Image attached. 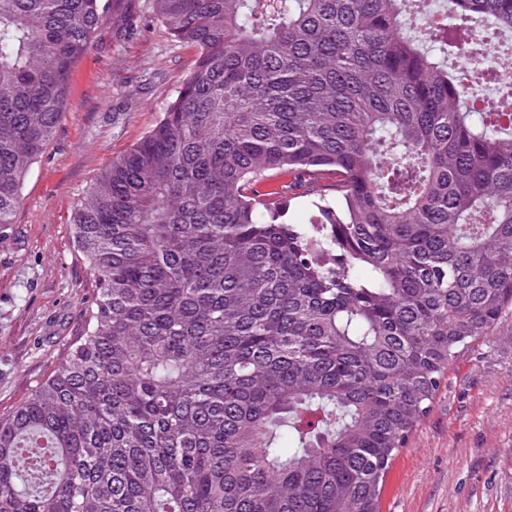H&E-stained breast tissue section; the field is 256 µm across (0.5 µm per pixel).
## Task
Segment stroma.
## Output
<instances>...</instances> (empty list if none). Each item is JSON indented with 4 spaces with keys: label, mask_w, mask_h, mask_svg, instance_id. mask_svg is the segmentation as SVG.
Returning a JSON list of instances; mask_svg holds the SVG:
<instances>
[{
    "label": "stroma",
    "mask_w": 512,
    "mask_h": 512,
    "mask_svg": "<svg viewBox=\"0 0 512 512\" xmlns=\"http://www.w3.org/2000/svg\"><path fill=\"white\" fill-rule=\"evenodd\" d=\"M103 3L104 21L71 74L68 109L0 233V415L82 333L95 287L74 245L77 204L156 125L195 63L150 0ZM379 512H512V313L458 353L390 466Z\"/></svg>",
    "instance_id": "1"
}]
</instances>
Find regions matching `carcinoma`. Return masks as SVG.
Returning a JSON list of instances; mask_svg holds the SVG:
<instances>
[{"mask_svg": "<svg viewBox=\"0 0 512 512\" xmlns=\"http://www.w3.org/2000/svg\"><path fill=\"white\" fill-rule=\"evenodd\" d=\"M193 70L73 215L97 287L0 415V512H378L459 349L512 310V111L451 66L512 0H151ZM102 0H0V228ZM336 175L310 225L266 192Z\"/></svg>", "mask_w": 512, "mask_h": 512, "instance_id": "cac0c4a2", "label": "carcinoma"}]
</instances>
